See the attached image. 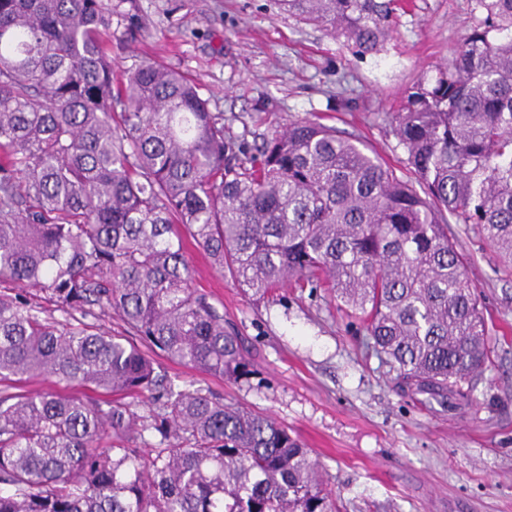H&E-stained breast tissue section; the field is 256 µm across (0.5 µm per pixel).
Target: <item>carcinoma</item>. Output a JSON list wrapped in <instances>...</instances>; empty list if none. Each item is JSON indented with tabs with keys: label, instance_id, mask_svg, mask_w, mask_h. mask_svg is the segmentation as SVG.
Wrapping results in <instances>:
<instances>
[{
	"label": "carcinoma",
	"instance_id": "obj_1",
	"mask_svg": "<svg viewBox=\"0 0 512 512\" xmlns=\"http://www.w3.org/2000/svg\"><path fill=\"white\" fill-rule=\"evenodd\" d=\"M276 2L366 55L402 0ZM472 12L391 116L407 182L318 122L251 148L173 68L114 74L112 18L145 29L110 0H0V512H338L275 420L168 377L251 375L185 235L256 297L332 289L401 391L471 402L490 348L448 218L512 265V0ZM101 313L125 334L86 321ZM44 377L77 392L19 389Z\"/></svg>",
	"mask_w": 512,
	"mask_h": 512
}]
</instances>
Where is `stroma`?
I'll use <instances>...</instances> for the list:
<instances>
[{
    "mask_svg": "<svg viewBox=\"0 0 512 512\" xmlns=\"http://www.w3.org/2000/svg\"><path fill=\"white\" fill-rule=\"evenodd\" d=\"M131 4L148 29L131 42L113 25L114 71L145 61L179 70L251 146L296 121L336 127L405 181L414 174L390 116L411 87L450 63L472 25L471 0H410L379 51L361 57L275 0ZM448 235L468 258L494 349L463 412L402 393L330 289L256 299L191 241L194 284L234 324L254 373L236 383L176 364L168 373L299 437L340 512H512V268L477 226L452 222Z\"/></svg>",
    "mask_w": 512,
    "mask_h": 512,
    "instance_id": "1",
    "label": "stroma"
}]
</instances>
